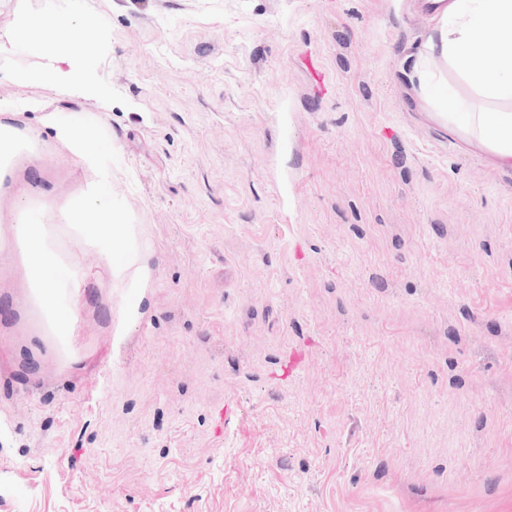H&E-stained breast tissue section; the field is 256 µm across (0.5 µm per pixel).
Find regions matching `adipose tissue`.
<instances>
[{
  "label": "adipose tissue",
  "instance_id": "obj_1",
  "mask_svg": "<svg viewBox=\"0 0 512 512\" xmlns=\"http://www.w3.org/2000/svg\"><path fill=\"white\" fill-rule=\"evenodd\" d=\"M420 7L432 29L409 82L423 109L466 145L483 151L492 167L512 169V54L499 49L512 43V0H421ZM42 28L55 32L59 46L34 78L74 98L101 96L99 81L82 76L61 48L81 28L77 12L61 6L41 15L17 14L14 33L19 40H31ZM434 58L441 69L431 68ZM67 219L88 239L108 244L125 238L129 229L125 214L113 211L95 189L74 203ZM48 237L46 225L22 224L15 246L25 256L31 286L47 310L50 333L69 336L74 310L58 305L56 293L70 267L51 249Z\"/></svg>",
  "mask_w": 512,
  "mask_h": 512
}]
</instances>
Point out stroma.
I'll list each match as a JSON object with an SVG mask.
<instances>
[{
  "label": "stroma",
  "instance_id": "35a3bbf8",
  "mask_svg": "<svg viewBox=\"0 0 512 512\" xmlns=\"http://www.w3.org/2000/svg\"><path fill=\"white\" fill-rule=\"evenodd\" d=\"M0 0V512H512V170L431 121L411 0H76L106 99ZM317 55L316 87L303 62ZM95 132L87 168L52 119ZM97 183L132 226L65 224ZM73 264L61 355L13 248ZM302 356L290 372L281 365ZM42 28H49L55 32L57 46L48 57L49 63L32 74H23L18 81L23 83L29 79H39L74 98L101 96L102 87L99 81L82 76L74 60H71L61 48L62 43L72 34L83 29L78 13L69 6H52L48 12L41 15H34L28 11H20L17 14L14 33L19 40L30 41ZM9 122L0 121V186L14 157L24 148L27 140L20 131Z\"/></svg>",
  "mask_w": 512,
  "mask_h": 512
}]
</instances>
